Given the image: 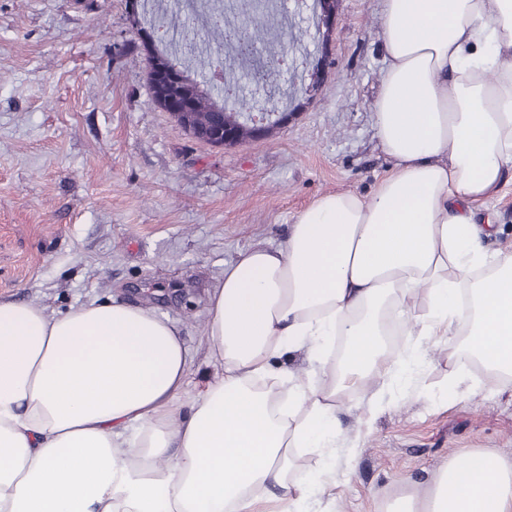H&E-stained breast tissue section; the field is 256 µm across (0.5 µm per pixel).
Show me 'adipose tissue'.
I'll use <instances>...</instances> for the list:
<instances>
[{"mask_svg": "<svg viewBox=\"0 0 512 512\" xmlns=\"http://www.w3.org/2000/svg\"><path fill=\"white\" fill-rule=\"evenodd\" d=\"M372 195L325 193L284 243H257L209 293L218 373L190 392L178 325L129 301L62 313L0 298V512H310L337 403L417 373L461 340L484 388L512 379V245L486 252L483 203L512 170V0H385ZM403 346L383 356L386 326ZM344 344H337V337ZM403 512H512V458L475 451Z\"/></svg>", "mask_w": 512, "mask_h": 512, "instance_id": "adipose-tissue-1", "label": "adipose tissue"}]
</instances>
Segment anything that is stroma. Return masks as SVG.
<instances>
[{
  "label": "stroma",
  "instance_id": "1",
  "mask_svg": "<svg viewBox=\"0 0 512 512\" xmlns=\"http://www.w3.org/2000/svg\"><path fill=\"white\" fill-rule=\"evenodd\" d=\"M310 5L292 0L280 40L259 46L287 60L278 91L294 95L293 118L267 139L214 148L156 105L126 0H0V297L58 312L113 297L151 307L181 324L192 389L214 376L202 330L225 266L254 243L281 244L318 196L369 195L390 169L374 113L384 0H340L321 62ZM486 209L500 229L486 248L512 243V171ZM460 366L468 383L448 391ZM421 372L427 394L389 387L369 435L367 393L339 402L333 472L312 512H388L448 462L512 456V380L477 388L482 371L432 345Z\"/></svg>",
  "mask_w": 512,
  "mask_h": 512
}]
</instances>
